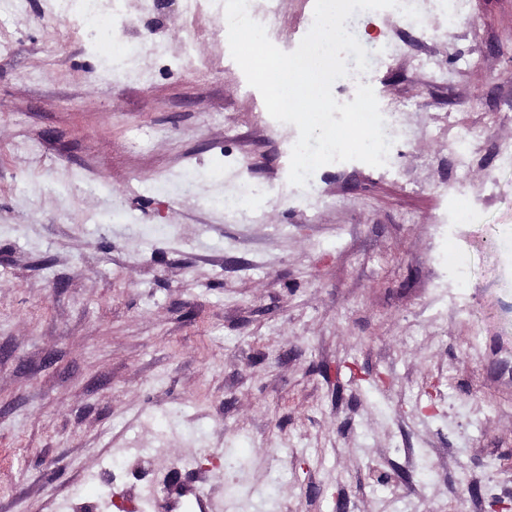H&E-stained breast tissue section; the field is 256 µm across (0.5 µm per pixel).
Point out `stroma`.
<instances>
[{"label":"stroma","instance_id":"35a3bbf8","mask_svg":"<svg viewBox=\"0 0 512 512\" xmlns=\"http://www.w3.org/2000/svg\"><path fill=\"white\" fill-rule=\"evenodd\" d=\"M27 2L0 18V512H156L198 471L222 512H512V0L355 13L370 67L339 97L401 116L396 168L244 210L297 129L208 19L125 0L141 49L104 81ZM314 4L276 0L268 36L295 49ZM447 186L474 213L451 238Z\"/></svg>","mask_w":512,"mask_h":512}]
</instances>
